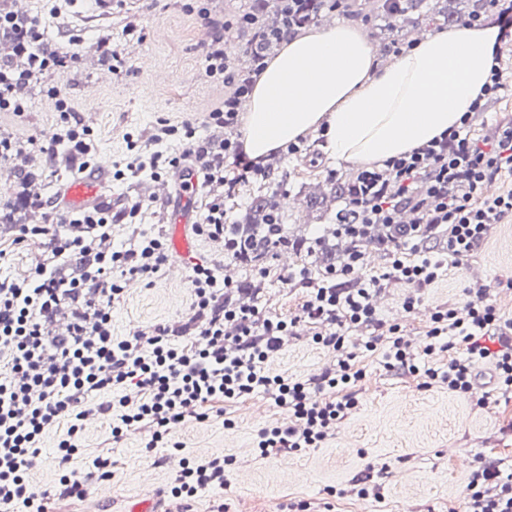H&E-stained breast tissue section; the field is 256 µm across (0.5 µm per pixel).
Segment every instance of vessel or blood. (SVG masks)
<instances>
[{"label": "vessel or blood", "instance_id": "obj_1", "mask_svg": "<svg viewBox=\"0 0 512 512\" xmlns=\"http://www.w3.org/2000/svg\"><path fill=\"white\" fill-rule=\"evenodd\" d=\"M111 167L96 166L77 175L66 185L58 199V206L69 212H78L98 204L110 188ZM172 189L165 192L163 203L173 204L171 214V236L169 241L170 261L181 263L191 259L194 250L187 227L192 219L193 197L196 194L200 173L190 164L175 168L171 173Z\"/></svg>", "mask_w": 512, "mask_h": 512}]
</instances>
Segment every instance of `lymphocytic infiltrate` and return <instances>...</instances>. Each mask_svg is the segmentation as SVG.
Listing matches in <instances>:
<instances>
[{
  "instance_id": "f902f5d3",
  "label": "lymphocytic infiltrate",
  "mask_w": 512,
  "mask_h": 512,
  "mask_svg": "<svg viewBox=\"0 0 512 512\" xmlns=\"http://www.w3.org/2000/svg\"><path fill=\"white\" fill-rule=\"evenodd\" d=\"M303 0H262L280 16L278 27L258 26L253 12L234 19L213 17L209 0H183L181 8L209 30L201 49V70L229 92L202 121L175 124L159 119L147 139L127 137V157L113 178L124 183L143 174L157 178L174 167L197 164L213 192L195 226L197 235L223 242L230 224L224 196L237 186L269 177L239 139L230 135L239 123L241 98L248 96L266 66L272 45L294 33ZM494 22L499 34L493 64L480 94L466 108L459 126L428 144L383 164L361 167L343 196L336 215V235L349 245L340 264L312 274L309 266L284 275L291 287L308 289L295 318L282 319L255 305L234 301L232 282L211 268L195 267L188 292V318L180 326L117 336L112 332V304L129 278L153 282L168 261L161 234H136L129 245L112 247V214L93 209L59 215L55 228L17 225L16 242L39 241L43 257L22 276L0 277V512H46L51 498L83 497L86 487L114 480L112 445L139 434L146 450L180 452L167 488L175 512H193L199 493L223 489L231 456L183 455L178 428L208 422L205 405L266 396L286 415L278 426L260 429V457L275 459L329 443L336 426L358 406L357 385L364 372L356 365L351 329H370L368 351H380L387 370L421 379L423 387L452 394L471 393L478 366L492 359L497 390L512 395V319L488 303L490 288L468 285L464 308H441L420 346L401 334L398 324L379 318L372 297L378 290L403 284L402 307L413 312L418 291L436 283L449 267L471 256L494 233L512 222V187L485 194V184L512 176V120L497 123L491 134L476 126L491 105L512 95V0H489L488 8L466 23ZM38 17L22 16L0 0V41L13 44L0 60V113L22 116L37 81L61 74L67 56L42 48ZM251 33L246 69L224 53L231 30ZM46 98L65 128L39 148L49 167H90L94 131L57 86ZM210 135L198 140L199 128ZM182 144L166 154L163 144ZM411 223L398 225L402 210ZM385 264L380 274L362 273L365 244L376 228ZM415 261H408V254ZM312 328L315 343L334 356L333 364L305 381L271 366L294 327ZM498 340V350L482 346ZM104 419L91 462L76 468V438L91 434L90 417ZM57 431L53 472H46L41 448ZM464 512H512V467L478 457L467 477Z\"/></svg>"
}]
</instances>
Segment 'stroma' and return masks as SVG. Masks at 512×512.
<instances>
[{
	"mask_svg": "<svg viewBox=\"0 0 512 512\" xmlns=\"http://www.w3.org/2000/svg\"><path fill=\"white\" fill-rule=\"evenodd\" d=\"M376 0H363L362 26L379 54V63L390 62L382 47L391 41L407 42L427 33L428 25L404 23L391 26L374 15ZM136 20L138 30L126 34L128 20ZM112 46L124 51L129 67L127 76L104 77L103 53L94 48L98 40V20L81 14L77 27L83 39L75 47L67 35L47 27L46 37L52 49L74 55L75 61L53 82L62 94L82 111L94 130L96 155L111 163L122 162L125 134L147 137L156 120L174 121L197 118L221 97L223 89L203 77L200 70V43L206 31L185 15L175 0H125L114 7ZM43 95L42 86L30 93L23 117L0 115V137L44 142L62 134ZM268 162L274 173L268 181L239 187L224 199L230 220L252 222L250 210L254 196L276 193L278 198H293V206H282L284 222L292 236L314 237L315 233L336 221L343 202L331 197L328 178L335 169L332 162L305 141L300 153L273 154ZM157 185L143 177L127 185L114 184L100 209L118 214L133 202L146 204L141 219L145 231H167L168 213L156 202ZM323 193L327 199L321 210L307 207L311 195ZM0 249L9 261L0 266L2 275H21L35 264L42 252L40 244L30 241L15 244L11 228L0 230ZM305 261L292 253L290 264L270 263L269 275L261 283L256 302L266 311L288 319L294 317L307 298L303 288L289 289L281 276L288 268H299ZM189 273L163 270L153 285L138 283L125 291L112 308V331L128 336L157 323H178L188 312ZM512 280V223L499 225L488 242L441 280L421 293L414 312H405L403 288L382 289L379 314L399 324L412 341L424 336L437 307L464 306L465 285L482 282L493 291L490 301L500 313L512 318V291L505 284ZM331 354L313 342L306 328H299L278 353L274 366L286 375L306 379L320 373L329 364ZM356 364L365 372L358 391V407L336 429V436L322 448H309L277 460L257 458L253 444L259 429L267 427L280 412L275 405L260 409L258 397L224 403L223 413H211L200 430L185 428L178 438L197 456L235 455L237 465L228 477L224 502L228 512H288L289 503L306 500L332 502L335 512H448L464 506L467 469L459 459L484 455L512 462V400L489 399L486 407H477L472 395H451L436 387L421 388L416 378L391 376L383 367L380 353L359 351ZM232 428H225V420ZM112 459L119 478L112 481V496L102 500L94 494L65 501H51L52 512H127L131 501H152L156 512L169 505L162 489L177 460L167 469L155 468L138 437L130 435L114 447ZM364 474L381 486V500L362 499L347 494L354 476ZM335 496H328V489Z\"/></svg>",
	"mask_w": 512,
	"mask_h": 512,
	"instance_id": "35a3bbf8",
	"label": "stroma"
}]
</instances>
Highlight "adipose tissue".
<instances>
[{"label": "adipose tissue", "instance_id": "adipose-tissue-1", "mask_svg": "<svg viewBox=\"0 0 512 512\" xmlns=\"http://www.w3.org/2000/svg\"><path fill=\"white\" fill-rule=\"evenodd\" d=\"M495 27L434 33L380 68L357 27L339 22L286 41L248 99L243 146L255 162L314 131L339 163H374L458 124L493 63Z\"/></svg>", "mask_w": 512, "mask_h": 512}]
</instances>
